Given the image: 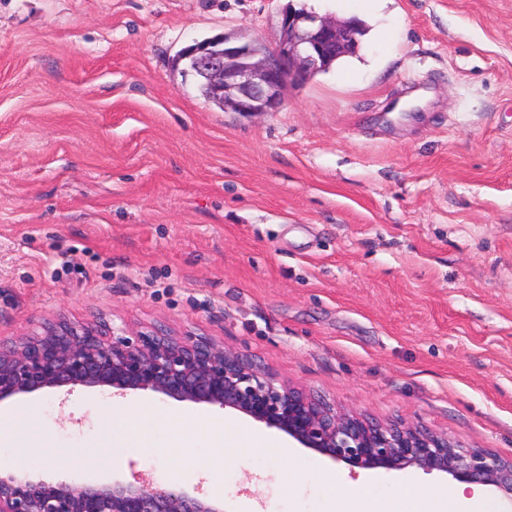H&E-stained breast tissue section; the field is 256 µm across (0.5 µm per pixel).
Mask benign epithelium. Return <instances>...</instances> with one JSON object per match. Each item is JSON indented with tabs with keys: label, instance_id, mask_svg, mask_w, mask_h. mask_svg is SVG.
<instances>
[{
	"label": "benign epithelium",
	"instance_id": "obj_1",
	"mask_svg": "<svg viewBox=\"0 0 512 512\" xmlns=\"http://www.w3.org/2000/svg\"><path fill=\"white\" fill-rule=\"evenodd\" d=\"M280 38L196 42L190 60L209 97L239 113L279 111L283 89L345 55L357 42L353 22L282 9ZM66 386L107 387L115 395L152 391L244 413L352 469L441 471L462 482L495 487L512 499V459L457 446L423 428L338 414L326 402L280 383L243 354L192 334L163 329L117 333L105 325L57 320L19 343H0V401ZM0 512H224L220 502L179 485L114 480L45 479L27 470L0 473Z\"/></svg>",
	"mask_w": 512,
	"mask_h": 512
}]
</instances>
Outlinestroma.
Wrapping results in <instances>:
<instances>
[{
	"label": "stroma",
	"mask_w": 512,
	"mask_h": 512,
	"mask_svg": "<svg viewBox=\"0 0 512 512\" xmlns=\"http://www.w3.org/2000/svg\"><path fill=\"white\" fill-rule=\"evenodd\" d=\"M369 31L284 90L281 111L209 103L172 68L219 34L279 39L286 5ZM162 327L247 355L338 412L512 459V0H0V343L44 321ZM100 387L0 401L44 447L0 472L89 477ZM195 452L233 410L155 395ZM220 479L117 448L127 481L201 487L226 512H406L456 481L350 473L283 432ZM346 476L328 487V468ZM300 469L284 494L281 478ZM363 498H355L356 485Z\"/></svg>",
	"instance_id": "obj_1"
}]
</instances>
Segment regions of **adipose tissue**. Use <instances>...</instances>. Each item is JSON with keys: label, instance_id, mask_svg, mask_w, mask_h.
I'll return each mask as SVG.
<instances>
[{"label": "adipose tissue", "instance_id": "1", "mask_svg": "<svg viewBox=\"0 0 512 512\" xmlns=\"http://www.w3.org/2000/svg\"><path fill=\"white\" fill-rule=\"evenodd\" d=\"M112 415L125 418L126 430L120 442L132 448L145 450L153 455L165 457L176 452H188L189 447L182 438L178 427H170L165 438H158L151 424L159 418L171 419V412L150 403L136 406L118 401L112 405ZM209 428V445L214 448V456L198 462V469L220 476L224 471L225 450L235 454L246 453L250 448L264 449L269 459H276L279 454L277 444L261 435H250L247 442L229 434L223 422L215 417L205 420ZM408 512H506L504 505L487 497L480 487H473L471 493L464 491H436L426 494L422 499L411 502Z\"/></svg>", "mask_w": 512, "mask_h": 512}]
</instances>
